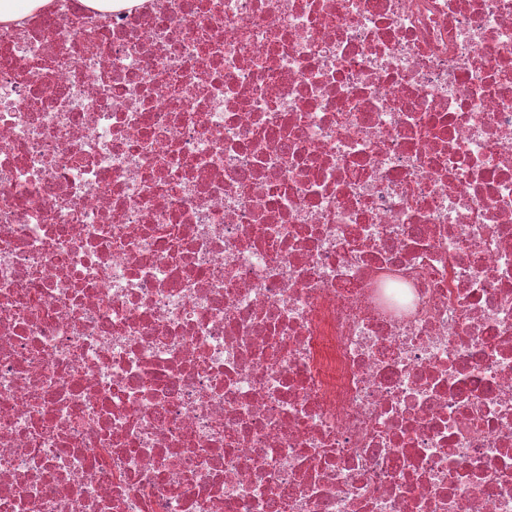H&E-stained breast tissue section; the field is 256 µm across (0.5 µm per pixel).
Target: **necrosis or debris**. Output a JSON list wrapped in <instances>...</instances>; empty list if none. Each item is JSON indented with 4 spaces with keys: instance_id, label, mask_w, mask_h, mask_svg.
<instances>
[{
    "instance_id": "1",
    "label": "necrosis or debris",
    "mask_w": 512,
    "mask_h": 512,
    "mask_svg": "<svg viewBox=\"0 0 512 512\" xmlns=\"http://www.w3.org/2000/svg\"><path fill=\"white\" fill-rule=\"evenodd\" d=\"M0 512H512V0L0 21Z\"/></svg>"
}]
</instances>
